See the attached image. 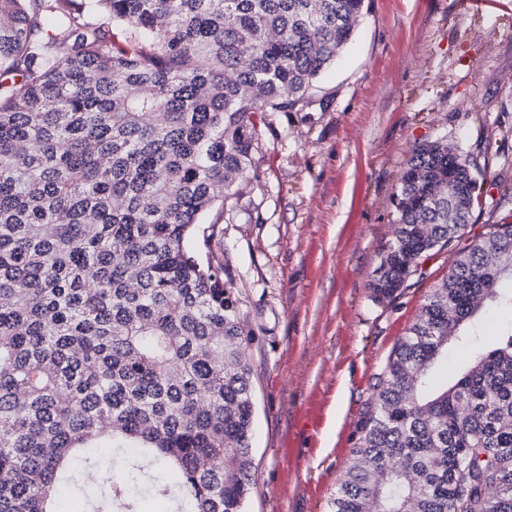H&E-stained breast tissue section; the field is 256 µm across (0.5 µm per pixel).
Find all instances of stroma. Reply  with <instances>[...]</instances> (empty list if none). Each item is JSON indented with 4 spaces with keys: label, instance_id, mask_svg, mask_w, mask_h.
<instances>
[{
    "label": "stroma",
    "instance_id": "stroma-1",
    "mask_svg": "<svg viewBox=\"0 0 512 512\" xmlns=\"http://www.w3.org/2000/svg\"><path fill=\"white\" fill-rule=\"evenodd\" d=\"M304 105L263 113L237 196L201 219L251 334L246 512H330L376 376L460 248L512 222V0H367ZM479 168L473 220L396 297L369 284L419 144Z\"/></svg>",
    "mask_w": 512,
    "mask_h": 512
}]
</instances>
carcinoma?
Returning a JSON list of instances; mask_svg holds the SVG:
<instances>
[{
	"mask_svg": "<svg viewBox=\"0 0 512 512\" xmlns=\"http://www.w3.org/2000/svg\"><path fill=\"white\" fill-rule=\"evenodd\" d=\"M365 0H0V512H61L58 485L134 453L91 512H244L250 333L199 218L252 166L257 116L304 102ZM474 163L414 147L370 289L391 299L465 236ZM512 222L458 252L396 343L330 512H512ZM471 349L453 383L448 345ZM399 461L398 469L389 462ZM512 323V311L503 308H495L486 305L481 314L474 320L470 327V331L477 329L483 337V347H488L493 342V335L499 328Z\"/></svg>",
	"mask_w": 512,
	"mask_h": 512,
	"instance_id": "obj_1",
	"label": "carcinoma"
}]
</instances>
